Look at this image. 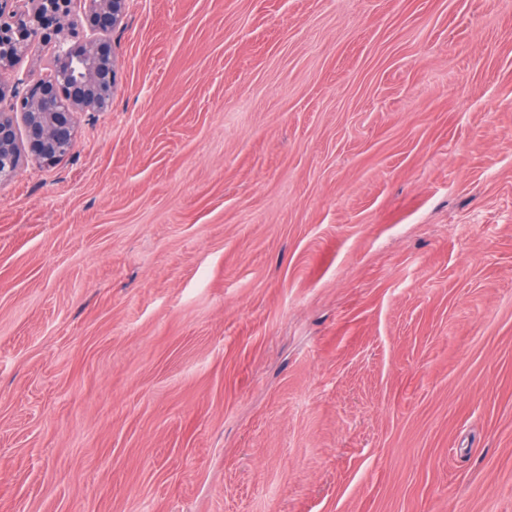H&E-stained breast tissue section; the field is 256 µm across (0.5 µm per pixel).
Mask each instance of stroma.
Returning a JSON list of instances; mask_svg holds the SVG:
<instances>
[{"mask_svg": "<svg viewBox=\"0 0 512 512\" xmlns=\"http://www.w3.org/2000/svg\"><path fill=\"white\" fill-rule=\"evenodd\" d=\"M0 183V512H512V0H132Z\"/></svg>", "mask_w": 512, "mask_h": 512, "instance_id": "1", "label": "stroma"}]
</instances>
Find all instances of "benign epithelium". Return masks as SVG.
<instances>
[{
    "instance_id": "1",
    "label": "benign epithelium",
    "mask_w": 512,
    "mask_h": 512,
    "mask_svg": "<svg viewBox=\"0 0 512 512\" xmlns=\"http://www.w3.org/2000/svg\"><path fill=\"white\" fill-rule=\"evenodd\" d=\"M9 0H0V101L12 91L10 110L0 109V182L20 168L18 126L25 129L27 156L41 166L68 154L74 147L78 114L106 112L112 106L117 55L106 34L119 26L130 0H85L81 14L74 13L77 0H20L7 10ZM67 25L80 19L89 31L86 50L62 65L50 62L52 78L33 89L23 90L26 80L11 76V51L25 54L31 43L51 40L47 18Z\"/></svg>"
}]
</instances>
